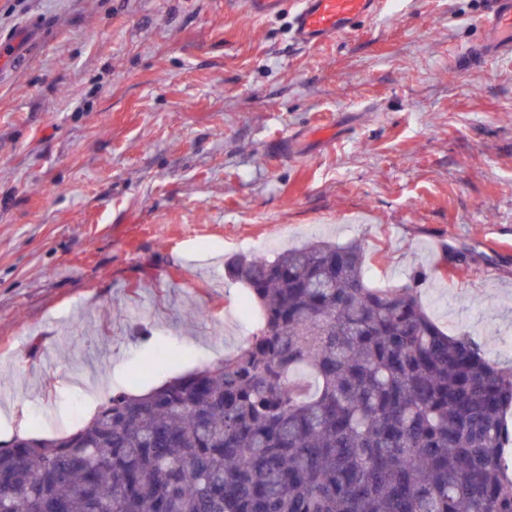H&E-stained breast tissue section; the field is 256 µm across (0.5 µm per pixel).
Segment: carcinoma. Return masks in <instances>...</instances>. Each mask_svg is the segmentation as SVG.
I'll return each mask as SVG.
<instances>
[{
    "label": "carcinoma",
    "mask_w": 512,
    "mask_h": 512,
    "mask_svg": "<svg viewBox=\"0 0 512 512\" xmlns=\"http://www.w3.org/2000/svg\"><path fill=\"white\" fill-rule=\"evenodd\" d=\"M356 242L232 265L247 344L0 447V512H512V369Z\"/></svg>",
    "instance_id": "1"
}]
</instances>
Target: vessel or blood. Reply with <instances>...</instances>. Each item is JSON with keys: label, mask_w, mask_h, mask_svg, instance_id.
<instances>
[{"label": "vessel or blood", "mask_w": 512, "mask_h": 512, "mask_svg": "<svg viewBox=\"0 0 512 512\" xmlns=\"http://www.w3.org/2000/svg\"><path fill=\"white\" fill-rule=\"evenodd\" d=\"M244 14L255 19L275 15L281 0H239ZM382 0H298L293 38L305 48L320 45L349 32L353 23L377 14ZM479 23L481 44L471 49L475 58L512 59V0H484Z\"/></svg>", "instance_id": "vessel-or-blood-1"}]
</instances>
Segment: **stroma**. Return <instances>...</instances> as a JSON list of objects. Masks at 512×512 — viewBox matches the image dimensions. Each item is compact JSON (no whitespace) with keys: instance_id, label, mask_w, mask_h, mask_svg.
Wrapping results in <instances>:
<instances>
[{"instance_id":"35a3bbf8","label":"stroma","mask_w":512,"mask_h":512,"mask_svg":"<svg viewBox=\"0 0 512 512\" xmlns=\"http://www.w3.org/2000/svg\"><path fill=\"white\" fill-rule=\"evenodd\" d=\"M480 6L384 0L304 49L294 0H0V42L36 28L0 55V412L53 437L87 371L146 392L233 353L229 266L320 238L512 368V61L464 60ZM244 14L255 19L269 18L277 13L282 0H237Z\"/></svg>"}]
</instances>
